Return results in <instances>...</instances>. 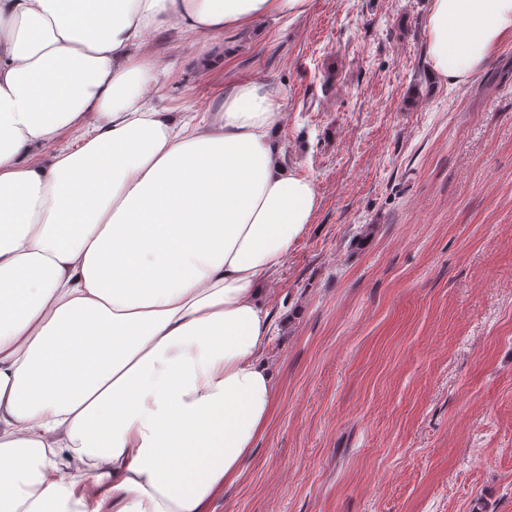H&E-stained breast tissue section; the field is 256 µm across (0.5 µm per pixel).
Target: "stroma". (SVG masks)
I'll list each match as a JSON object with an SVG mask.
<instances>
[{
	"label": "stroma",
	"instance_id": "35a3bbf8",
	"mask_svg": "<svg viewBox=\"0 0 512 512\" xmlns=\"http://www.w3.org/2000/svg\"><path fill=\"white\" fill-rule=\"evenodd\" d=\"M429 6L311 0L209 69L195 34L146 36L176 119L268 83L320 197L265 283L278 409L210 512H512V42L433 82Z\"/></svg>",
	"mask_w": 512,
	"mask_h": 512
}]
</instances>
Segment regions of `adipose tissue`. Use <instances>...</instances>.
I'll return each instance as SVG.
<instances>
[{
	"instance_id": "1",
	"label": "adipose tissue",
	"mask_w": 512,
	"mask_h": 512,
	"mask_svg": "<svg viewBox=\"0 0 512 512\" xmlns=\"http://www.w3.org/2000/svg\"><path fill=\"white\" fill-rule=\"evenodd\" d=\"M310 0H0V512H209L277 409L261 285L320 198L261 80L201 126L149 93L156 30L218 35ZM429 73L512 41V0H431ZM74 138L62 142V131Z\"/></svg>"
}]
</instances>
